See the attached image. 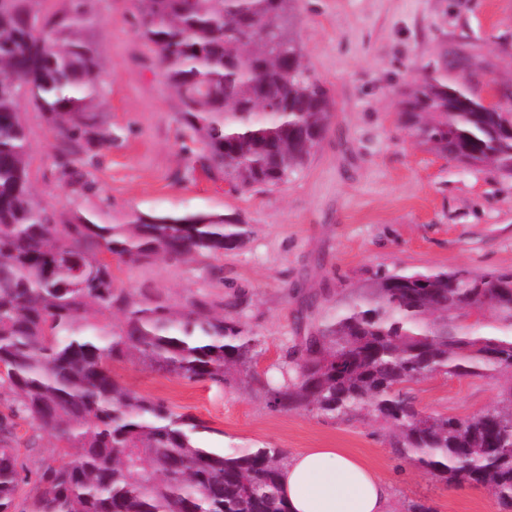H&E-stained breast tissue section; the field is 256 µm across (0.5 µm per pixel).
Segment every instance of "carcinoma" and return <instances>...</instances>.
Returning <instances> with one entry per match:
<instances>
[{"instance_id":"carcinoma-1","label":"carcinoma","mask_w":512,"mask_h":512,"mask_svg":"<svg viewBox=\"0 0 512 512\" xmlns=\"http://www.w3.org/2000/svg\"><path fill=\"white\" fill-rule=\"evenodd\" d=\"M0 0V512H289L280 448L198 446L208 430L115 379L109 363L192 382L255 381L261 340L228 313L191 299L136 300L112 261L218 257L242 246L235 214H127L68 224L34 191L22 101L56 131L59 179L87 193L85 147L112 142L89 0ZM294 0H136V31L176 101L196 161L233 192L276 187L325 138L334 99L289 32ZM417 141L465 166L512 177V112L486 110L445 70L401 93ZM476 316L470 320V316ZM512 370V270H381L309 324L281 381L262 383L274 410L388 426L395 451L448 484L483 486L512 512V386L471 417L428 413L409 386L431 375ZM55 452L30 469L17 430Z\"/></svg>"}]
</instances>
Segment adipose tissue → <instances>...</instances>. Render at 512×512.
<instances>
[{
	"instance_id": "adipose-tissue-1",
	"label": "adipose tissue",
	"mask_w": 512,
	"mask_h": 512,
	"mask_svg": "<svg viewBox=\"0 0 512 512\" xmlns=\"http://www.w3.org/2000/svg\"><path fill=\"white\" fill-rule=\"evenodd\" d=\"M280 483L290 512H392L391 483L340 448L289 456Z\"/></svg>"
}]
</instances>
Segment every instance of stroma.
I'll list each match as a JSON object with an SVG mask.
<instances>
[{
    "label": "stroma",
    "instance_id": "stroma-1",
    "mask_svg": "<svg viewBox=\"0 0 512 512\" xmlns=\"http://www.w3.org/2000/svg\"><path fill=\"white\" fill-rule=\"evenodd\" d=\"M107 82L100 109L111 146L95 145L80 194L52 171L58 141L24 106L39 197L64 216L95 211L104 224L149 215L234 213L251 234L219 257L145 263L117 274L137 298L181 305L193 298L237 305L262 340L258 373L272 372L297 341L296 311L321 306L379 270H512V178L466 167L410 136L400 91L446 66L449 82L485 96L512 85V0H295V34L311 75L335 110L307 165L273 188L230 193L183 148V127L160 69L134 31V0H92ZM119 381L208 427L205 448L269 446L294 454L343 448L389 477L394 512L424 499L435 512H500L481 487H451L398 456L385 427L269 408L256 382L196 383L114 361ZM512 373L435 376L411 384L418 408L462 417L497 406Z\"/></svg>",
    "mask_w": 512,
    "mask_h": 512
}]
</instances>
